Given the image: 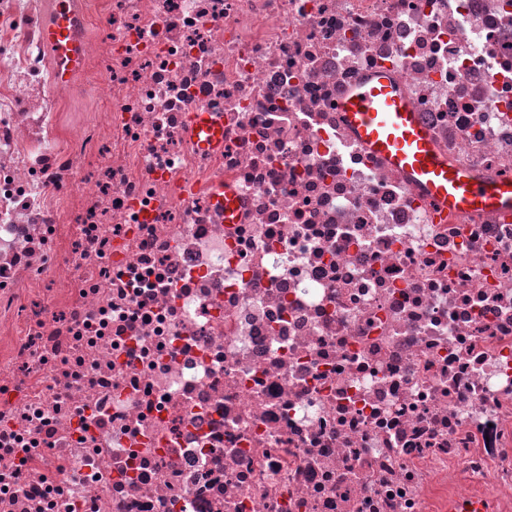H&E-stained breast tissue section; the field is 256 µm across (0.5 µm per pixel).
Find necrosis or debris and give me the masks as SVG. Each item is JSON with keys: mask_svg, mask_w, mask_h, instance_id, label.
Wrapping results in <instances>:
<instances>
[{"mask_svg": "<svg viewBox=\"0 0 512 512\" xmlns=\"http://www.w3.org/2000/svg\"><path fill=\"white\" fill-rule=\"evenodd\" d=\"M69 3L73 69L0 0V512H512V216L339 108L387 70L512 176V5ZM189 132L194 141L203 135V148L216 150L224 146V132L220 131L219 125L215 124L208 112H197L192 116Z\"/></svg>", "mask_w": 512, "mask_h": 512, "instance_id": "necrosis-or-debris-1", "label": "necrosis or debris"}]
</instances>
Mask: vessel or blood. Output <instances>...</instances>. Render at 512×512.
Masks as SVG:
<instances>
[{"mask_svg":"<svg viewBox=\"0 0 512 512\" xmlns=\"http://www.w3.org/2000/svg\"><path fill=\"white\" fill-rule=\"evenodd\" d=\"M66 4L67 0H57V19L47 28L45 39L73 64L77 57L64 19ZM340 109L360 142L417 185L433 211L512 214V178L489 180L474 168L449 165L410 97L388 74H376L353 88L341 100ZM189 132L192 138L202 139L204 148L216 150L224 145V133L209 113H195Z\"/></svg>","mask_w":512,"mask_h":512,"instance_id":"b4317fda","label":"vessel or blood"}]
</instances>
